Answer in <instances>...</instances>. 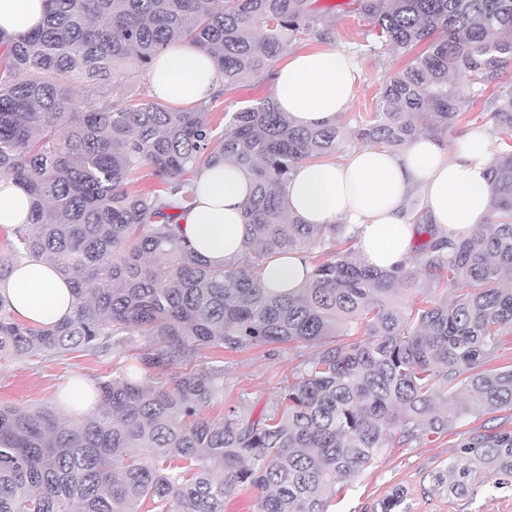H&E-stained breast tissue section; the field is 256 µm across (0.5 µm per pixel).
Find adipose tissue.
I'll return each mask as SVG.
<instances>
[{"label": "adipose tissue", "mask_w": 512, "mask_h": 512, "mask_svg": "<svg viewBox=\"0 0 512 512\" xmlns=\"http://www.w3.org/2000/svg\"><path fill=\"white\" fill-rule=\"evenodd\" d=\"M45 0H0V35L14 37L38 27ZM154 94L164 102L195 105L219 88L216 63L208 52L170 47L149 68ZM274 99L301 126L318 127L348 112L360 81L352 53L334 48L289 54L274 70ZM494 157L486 129L470 132L449 150L421 136L398 152L361 147L341 160L296 164L282 186L288 211L305 224H344L355 234L363 261L385 271L405 266L417 239L410 202L419 199L428 222L448 236L466 235L490 220L489 168ZM252 184L235 164L220 162L197 178V201L179 218L190 251L219 266L239 259L245 248L243 213ZM31 199L0 180V226L26 223ZM310 271L304 253L273 258L260 276L262 287L290 289ZM0 298L15 316L34 326L71 316L70 285L41 259L25 260L0 281Z\"/></svg>", "instance_id": "1"}]
</instances>
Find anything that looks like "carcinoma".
I'll return each mask as SVG.
<instances>
[{
	"mask_svg": "<svg viewBox=\"0 0 512 512\" xmlns=\"http://www.w3.org/2000/svg\"><path fill=\"white\" fill-rule=\"evenodd\" d=\"M42 26L0 42V179L32 197L31 220L6 230L0 280L45 258L73 284L65 322L19 321L0 299V356L140 352L95 385L98 404L62 419L54 407L0 405V512H225L239 490L255 512H330L336 485L389 445L423 442L470 412L512 408V367L492 362L512 338V91L484 97L512 67V0H349L373 29L366 50L411 56L383 81L376 111L353 128L296 125L274 99L210 116L219 97L261 76L289 47L330 34L313 0H46ZM214 54L222 88L173 110L136 92L166 47ZM457 74L467 92L450 82ZM483 99V112L467 107ZM490 116L492 221L451 241L410 213L419 235L401 274L365 265L345 224L287 221L279 187L303 161L337 157L359 138L399 151L424 132ZM226 159L254 184L243 257L215 269L182 240L173 209ZM146 170L158 188L129 186ZM305 253L298 288L258 275ZM305 343L275 406L224 402L226 351ZM202 351L208 359L190 365ZM167 376L153 389L146 373ZM471 404L453 408L460 392ZM512 477V433L461 451L433 476L460 496L477 474ZM397 488L380 512H408ZM146 510H141V506Z\"/></svg>",
	"mask_w": 512,
	"mask_h": 512,
	"instance_id": "carcinoma-1",
	"label": "carcinoma"
}]
</instances>
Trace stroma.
Segmentation results:
<instances>
[{
  "instance_id": "stroma-1",
  "label": "stroma",
  "mask_w": 512,
  "mask_h": 512,
  "mask_svg": "<svg viewBox=\"0 0 512 512\" xmlns=\"http://www.w3.org/2000/svg\"><path fill=\"white\" fill-rule=\"evenodd\" d=\"M320 2L336 8L328 18L333 35L298 44V51L332 46L356 52L361 80L349 113L354 116L375 111L380 84L402 65V57L392 52H363V34L370 28L368 21L338 11L339 0ZM310 353V348L302 343L254 346L225 353L224 402L208 409L207 417L220 420L225 408L243 399L258 409L271 405L280 381ZM116 366V358L109 354L73 352L60 360L5 356L0 358V404L52 406L70 378L78 376L94 384L111 377ZM495 432L512 433V408L465 417L448 432L430 435L412 448H387L352 485L337 490L332 512H376L379 502L398 487L408 490L410 512H512V487L498 490L487 480L477 483L472 493L459 499L430 491L432 472L442 469L474 439Z\"/></svg>"
}]
</instances>
